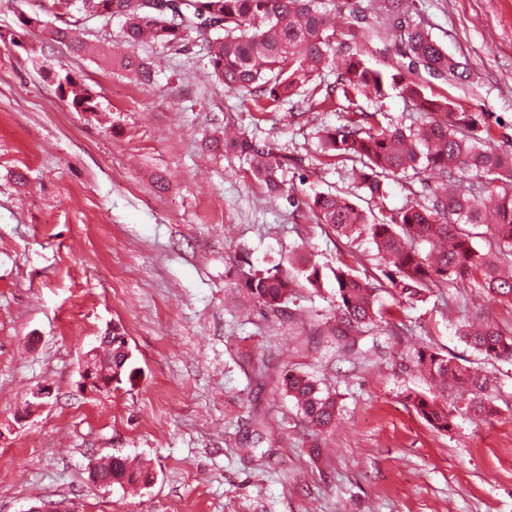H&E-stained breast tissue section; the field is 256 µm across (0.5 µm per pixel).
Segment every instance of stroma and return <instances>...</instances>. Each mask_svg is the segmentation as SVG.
<instances>
[{
    "mask_svg": "<svg viewBox=\"0 0 512 512\" xmlns=\"http://www.w3.org/2000/svg\"><path fill=\"white\" fill-rule=\"evenodd\" d=\"M413 23L468 60L459 82L408 70L394 46L360 43L372 65L407 69L427 93L481 113L512 144V0H408ZM42 26L23 30L19 14ZM72 27L94 48L117 46L119 19L77 0H0V512L43 501L69 512H512V362L486 358L462 326L512 329V303L478 283H451L425 300L381 303L405 325L357 330L336 318L332 274L376 271L367 236L314 223L309 196L362 189L351 163L325 157L335 102L311 88L265 110L207 72L202 39L145 43L142 83L111 60L76 54L48 26ZM69 71L96 101L74 111L47 76ZM275 143L297 204L270 196L247 164L209 146L226 120ZM306 254L321 287L298 283L280 312L233 286L243 262L268 270ZM128 339L135 373L91 394L83 353L107 326ZM485 372L497 413L467 411L439 432L407 396L431 389L419 349ZM294 370L335 394L333 428L304 425L284 395ZM49 397L24 414L40 389ZM122 453L151 465L148 487L103 488L91 459Z\"/></svg>",
    "mask_w": 512,
    "mask_h": 512,
    "instance_id": "1",
    "label": "stroma"
}]
</instances>
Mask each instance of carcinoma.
<instances>
[{
	"label": "carcinoma",
	"mask_w": 512,
	"mask_h": 512,
	"mask_svg": "<svg viewBox=\"0 0 512 512\" xmlns=\"http://www.w3.org/2000/svg\"><path fill=\"white\" fill-rule=\"evenodd\" d=\"M169 13L146 16L132 7V0H81V10L92 17L124 19L121 43L128 46L155 43L171 46L188 39L190 32L214 24L213 35L202 46L206 65L224 88L245 92L260 109L289 100L299 88L333 68L343 53L335 80L326 84L324 99L342 102L344 123L323 131V154L360 165L357 179L370 197H382L384 179L402 176L424 182L425 175L448 184L445 192L432 191L429 204H408L396 212L370 214L347 196L321 192L305 202L311 220L331 227L339 236L365 234L374 243L386 270L389 288L405 301H417L432 288L454 280L478 279L493 298L512 299V151L500 148L489 130L481 129L479 116L456 112L446 100L429 96L424 86L406 79L401 71L388 72L370 66L360 50L341 44L336 9L327 0H174ZM383 34L394 39L408 66L423 67L433 76L470 77L466 61L450 55L426 29L408 20L404 0H382ZM350 37L363 39L365 9L348 4L341 15ZM51 37L68 43L76 52L88 47L69 27H52ZM112 59L136 79L148 81L152 72L144 61L112 50ZM395 91L411 111L419 115L416 126H383L375 112L364 111L358 98L372 94L381 99ZM77 112H95L89 95L71 92ZM224 151L248 164L252 177L287 201L294 200L283 179V156L269 143H257L240 132L224 138ZM476 183H460L458 173ZM486 227V249L474 246ZM439 242L435 252L422 253L420 241ZM292 269L271 273L240 267L235 287L271 311H280L293 295L296 277L312 287L320 285L318 265L306 255L291 263ZM336 281V312L340 322L362 327L383 315L379 308L382 285L368 274L339 267ZM465 341L479 353L496 360H512V329L495 323L462 331ZM416 363L431 381L443 388L455 385L472 395L467 409L477 416L493 408L482 393L486 378L432 350L417 352ZM283 392L302 413L306 424L323 430L339 411L336 395L323 390L311 377L287 370L282 374ZM417 413L434 429L451 427L448 409L437 397L409 395ZM104 485H147L152 472L124 456L100 470Z\"/></svg>",
	"instance_id": "1"
}]
</instances>
